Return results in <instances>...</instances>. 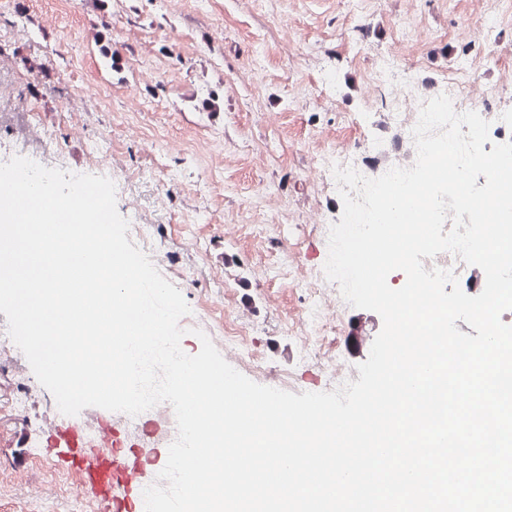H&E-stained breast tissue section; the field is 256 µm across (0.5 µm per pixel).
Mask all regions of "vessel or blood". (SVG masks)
Returning <instances> with one entry per match:
<instances>
[{"label":"vessel or blood","mask_w":512,"mask_h":512,"mask_svg":"<svg viewBox=\"0 0 512 512\" xmlns=\"http://www.w3.org/2000/svg\"><path fill=\"white\" fill-rule=\"evenodd\" d=\"M68 465L79 475V487L91 502L95 512H119L121 505L114 490L136 479L135 473L125 471L112 456L107 439H100L95 451L77 447L70 449Z\"/></svg>","instance_id":"b4317fda"}]
</instances>
